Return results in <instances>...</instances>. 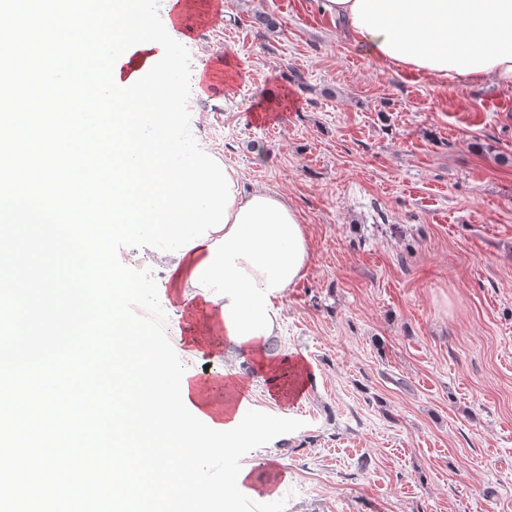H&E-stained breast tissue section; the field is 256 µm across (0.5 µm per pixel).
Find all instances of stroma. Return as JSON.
<instances>
[{"label": "stroma", "mask_w": 512, "mask_h": 512, "mask_svg": "<svg viewBox=\"0 0 512 512\" xmlns=\"http://www.w3.org/2000/svg\"><path fill=\"white\" fill-rule=\"evenodd\" d=\"M185 46L232 77L191 94L195 136L283 196L312 252L276 338L308 387L253 378L283 423L203 512H512V85L380 65L321 0H223ZM165 331L198 377L236 365Z\"/></svg>", "instance_id": "obj_1"}]
</instances>
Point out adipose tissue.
I'll return each instance as SVG.
<instances>
[{
	"instance_id": "obj_1",
	"label": "adipose tissue",
	"mask_w": 512,
	"mask_h": 512,
	"mask_svg": "<svg viewBox=\"0 0 512 512\" xmlns=\"http://www.w3.org/2000/svg\"><path fill=\"white\" fill-rule=\"evenodd\" d=\"M322 7L386 65L512 83V0H322ZM175 58L171 39L160 36L115 47L112 79L101 93L137 82L156 60ZM139 139L166 161L153 171L150 192L163 221L136 225L135 231L152 246L169 306L182 318L203 316L196 354L241 355L251 363L247 371H225L219 405L193 370L141 352L138 363L150 379L151 431L181 450L152 457V467L170 475L156 497L168 499L171 512H183L190 501L231 499L249 479L240 451L257 429L276 421L260 419L249 399L236 394L255 372L275 394L287 397L281 366L265 347L280 329L285 293L306 275L312 253L304 224L282 196L245 188L239 171L223 165L189 132L144 122ZM187 408L209 426L212 437L204 447L192 446L193 425L183 416Z\"/></svg>"
}]
</instances>
